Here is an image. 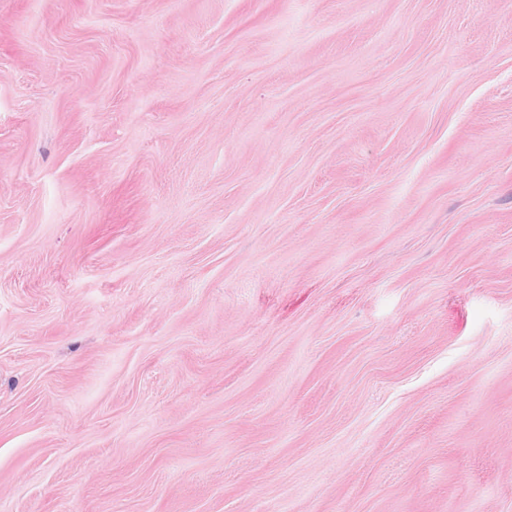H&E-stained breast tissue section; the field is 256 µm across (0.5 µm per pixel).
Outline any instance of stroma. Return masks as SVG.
<instances>
[{
	"label": "stroma",
	"instance_id": "obj_1",
	"mask_svg": "<svg viewBox=\"0 0 512 512\" xmlns=\"http://www.w3.org/2000/svg\"><path fill=\"white\" fill-rule=\"evenodd\" d=\"M0 512H512V0H0Z\"/></svg>",
	"mask_w": 512,
	"mask_h": 512
}]
</instances>
